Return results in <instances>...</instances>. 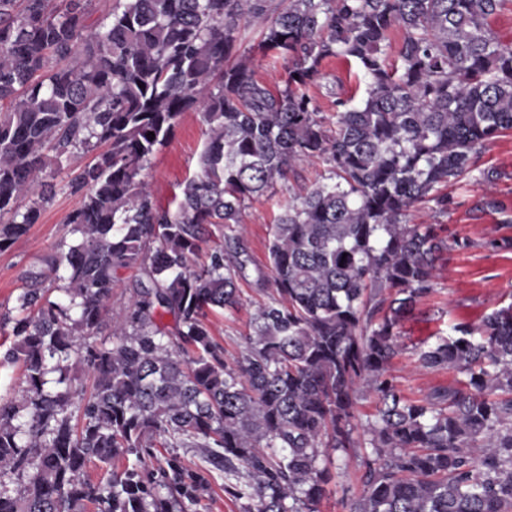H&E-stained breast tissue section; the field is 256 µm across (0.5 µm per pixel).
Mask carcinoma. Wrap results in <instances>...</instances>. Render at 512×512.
<instances>
[{
	"label": "carcinoma",
	"instance_id": "carcinoma-1",
	"mask_svg": "<svg viewBox=\"0 0 512 512\" xmlns=\"http://www.w3.org/2000/svg\"><path fill=\"white\" fill-rule=\"evenodd\" d=\"M506 2L115 0L89 25L92 0H0V251L37 223L63 162L108 146L71 182L78 243L61 241L0 318L27 392L0 402V472L22 482L0 483V512H198L219 479L240 512H319L361 385L377 406L348 512H512V304L419 351L458 374L448 386L411 401L390 374L440 254L471 245L408 212L448 210L439 190L512 130V47L489 28ZM250 26L285 64L277 93L232 59ZM329 57L367 82L358 103L336 99L333 127L306 92ZM194 108L203 149L172 211L142 174ZM301 158L328 175L273 225L258 280L272 301L229 357L209 315L242 305V212ZM213 226L224 243L195 265ZM122 270L135 280L115 311ZM105 326L110 347L94 339ZM74 363L93 377L76 419ZM91 461L105 481L83 478Z\"/></svg>",
	"mask_w": 512,
	"mask_h": 512
}]
</instances>
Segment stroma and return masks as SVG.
Masks as SVG:
<instances>
[{"instance_id": "1", "label": "stroma", "mask_w": 512, "mask_h": 512, "mask_svg": "<svg viewBox=\"0 0 512 512\" xmlns=\"http://www.w3.org/2000/svg\"><path fill=\"white\" fill-rule=\"evenodd\" d=\"M259 40L258 30L248 28L238 52L249 56L258 81L273 89L281 87L285 79L283 65L258 51ZM307 92L316 100L321 116L332 123L336 120V99L362 97L365 83L354 64L329 58L322 63L321 78ZM202 141L199 113L185 112L167 145L143 174L157 204L175 207L186 179L197 170ZM96 160V154L90 153L65 162L55 179L56 193L45 203L38 224L32 225L9 249L0 251V315L15 312L28 269L56 253L60 242L76 243V236L65 230L67 216L80 201L69 183ZM326 174L327 167L321 161H295L287 182L277 184L273 196L255 199L245 209L242 220L250 259L247 277L239 283L243 304L236 312L210 317L213 334L223 342L228 354L240 350L252 313L269 300L267 294L258 291L256 279L270 270L268 246L272 227L281 213L280 201L305 193ZM447 194V211L437 210L430 202L415 205L409 215L410 223L440 224L447 227L449 235L471 242L469 248L453 249L443 255L434 292L398 326L401 353L393 361L392 372L403 394L411 399L423 397L452 379L448 371L420 367L416 362L420 349L448 335L451 326H480L493 309L512 303V248L494 249L488 245L493 238L512 239V221H503L504 216L512 218V131L489 141L481 151L476 169L457 185L448 187ZM486 199L495 201L496 210L478 211V204ZM374 406L371 395L362 390L357 392L356 429L353 446L346 456L347 467L323 500L321 512H347L350 500L360 494L359 464L366 440L363 425Z\"/></svg>"}]
</instances>
